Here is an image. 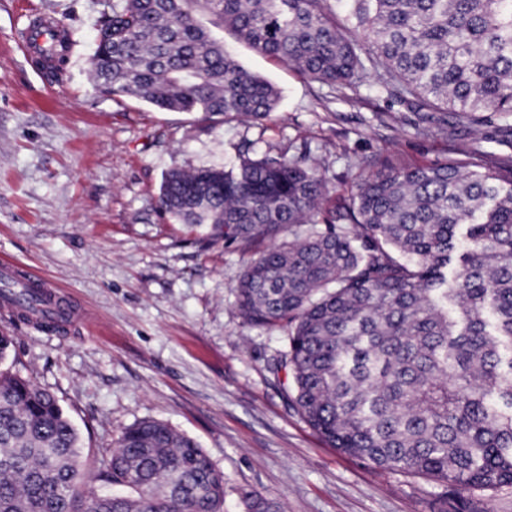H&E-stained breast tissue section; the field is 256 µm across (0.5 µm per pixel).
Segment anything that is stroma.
Returning a JSON list of instances; mask_svg holds the SVG:
<instances>
[{
    "instance_id": "35a3bbf8",
    "label": "stroma",
    "mask_w": 512,
    "mask_h": 512,
    "mask_svg": "<svg viewBox=\"0 0 512 512\" xmlns=\"http://www.w3.org/2000/svg\"><path fill=\"white\" fill-rule=\"evenodd\" d=\"M111 3L0 0V256L56 281L49 297L65 311L47 330L0 302V333L78 428L91 486L108 487L101 454L153 418L195 438L223 472L224 512H245L246 492L283 512H512V487L460 495L330 447L268 368L287 328L248 325L237 307L264 243L201 241L156 205L165 172L233 165L248 143L314 163L337 200L384 164L465 168L460 143L490 161L512 156V141L489 122L419 134L416 109L386 92L339 93L236 41L239 64L280 90L261 121L104 95L90 60ZM31 15L59 20L74 41L49 86L17 44Z\"/></svg>"
}]
</instances>
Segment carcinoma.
Listing matches in <instances>:
<instances>
[{"label": "carcinoma", "mask_w": 512, "mask_h": 512, "mask_svg": "<svg viewBox=\"0 0 512 512\" xmlns=\"http://www.w3.org/2000/svg\"><path fill=\"white\" fill-rule=\"evenodd\" d=\"M339 91L370 85L452 135L497 114L512 137V0H112L91 59L106 93L171 112L260 121L278 89L224 47ZM320 171L264 154L173 170L158 208L220 236L267 240L237 289L241 316L288 327L274 374L339 451L460 492L512 486V156L390 163L332 207ZM304 225V236L279 240ZM54 394L0 371V512H223L224 475L196 439L145 419L99 460L121 492L92 496ZM247 512H280L245 497Z\"/></svg>", "instance_id": "obj_1"}]
</instances>
